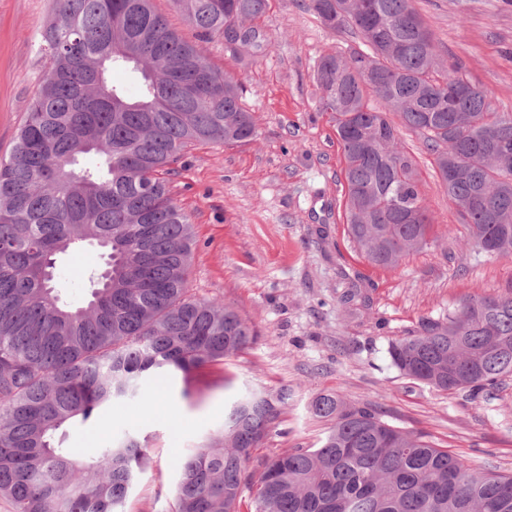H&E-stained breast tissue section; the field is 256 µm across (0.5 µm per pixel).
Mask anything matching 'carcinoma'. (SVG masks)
Returning <instances> with one entry per match:
<instances>
[{
	"instance_id": "carcinoma-1",
	"label": "carcinoma",
	"mask_w": 512,
	"mask_h": 512,
	"mask_svg": "<svg viewBox=\"0 0 512 512\" xmlns=\"http://www.w3.org/2000/svg\"><path fill=\"white\" fill-rule=\"evenodd\" d=\"M153 0H54L42 33L51 59L25 102L11 157L0 159V496L14 512H123L146 446L125 439L77 457L64 427L134 397L154 370L184 375L236 355L256 336L231 307L189 288L193 240L170 188L194 143L247 144L256 121L238 84L184 39ZM204 34L256 51L267 0H173ZM360 48L315 66L320 106L336 114L347 233L372 265L394 269L428 244L432 222L412 158L387 113L434 155L470 244L512 255V113L435 52L411 0H309ZM141 77L135 97L109 73ZM371 96L383 106L368 105ZM105 251L90 294L63 302L58 256ZM399 373L475 395L512 375V291L468 298L392 341ZM288 405V390L249 392L224 431L174 459L172 512H512V476L478 469L374 410L321 394L322 444L250 467Z\"/></svg>"
}]
</instances>
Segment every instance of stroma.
<instances>
[{"mask_svg":"<svg viewBox=\"0 0 512 512\" xmlns=\"http://www.w3.org/2000/svg\"><path fill=\"white\" fill-rule=\"evenodd\" d=\"M307 2L268 0L257 25L271 45L256 53L200 35L172 0H153L180 35L239 83L257 122L250 143L189 146L171 190L194 226L192 288L232 307L258 336L189 377H149L147 399L113 402L93 426L70 429L65 445L80 457L127 437L147 444L149 461L125 512H170L179 479L173 459L222 429L230 405L250 391L289 394L263 457L319 447L329 424L311 413L310 402L333 393L477 467L512 474V377L474 398L399 375L387 354L389 342L421 320L445 316L470 296L512 290V256L491 258L467 245L433 155L404 128L399 137L418 172L432 237L393 270L359 254L346 233L335 122L321 111L313 81L320 57L348 52L359 38L323 26ZM413 6L432 30L436 53L487 92L494 110L512 112V0ZM52 13L53 0H0V158L9 157L24 119L20 106L38 95L50 65L40 44ZM101 262L92 247L58 261L65 304L84 303L86 272Z\"/></svg>","mask_w":512,"mask_h":512,"instance_id":"1","label":"stroma"}]
</instances>
